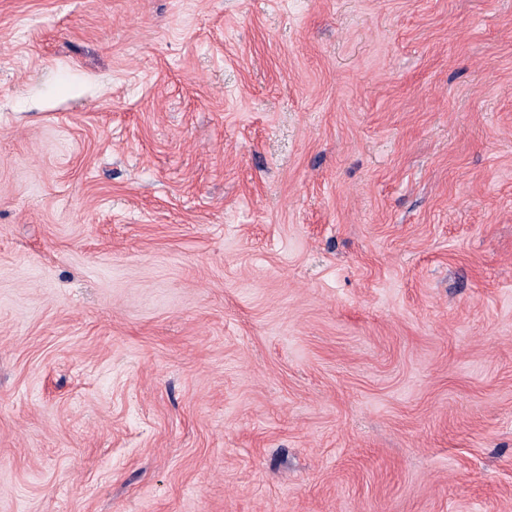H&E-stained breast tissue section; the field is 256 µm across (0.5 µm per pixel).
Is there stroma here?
<instances>
[{
  "label": "stroma",
  "mask_w": 512,
  "mask_h": 512,
  "mask_svg": "<svg viewBox=\"0 0 512 512\" xmlns=\"http://www.w3.org/2000/svg\"><path fill=\"white\" fill-rule=\"evenodd\" d=\"M0 512H512V0H0Z\"/></svg>",
  "instance_id": "stroma-1"
}]
</instances>
